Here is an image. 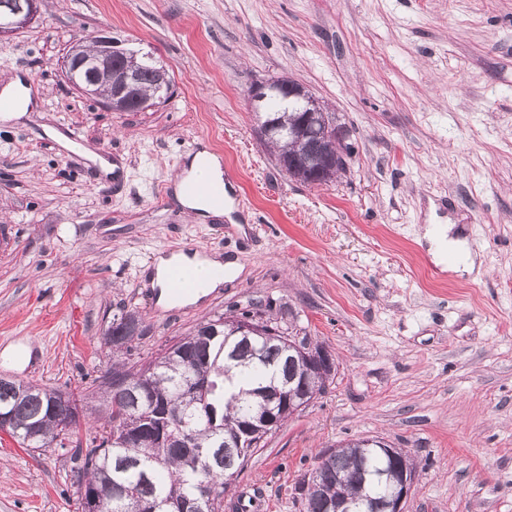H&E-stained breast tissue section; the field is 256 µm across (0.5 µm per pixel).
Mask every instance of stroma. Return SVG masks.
<instances>
[{"mask_svg": "<svg viewBox=\"0 0 512 512\" xmlns=\"http://www.w3.org/2000/svg\"><path fill=\"white\" fill-rule=\"evenodd\" d=\"M101 29L152 53L170 97L109 112L81 95L64 58ZM1 74L39 96L0 122V349L33 350L22 369L0 360V378L81 396L90 423L114 314L143 315L141 365L204 319L264 309L336 370L266 437L224 512H303L319 456L365 436L410 450L406 512H512V0H41L0 42ZM277 77L344 130L335 180H294L256 135L247 91ZM200 138L241 204L194 221L171 179ZM112 148L118 188L91 160ZM448 223L479 277L428 261L425 226ZM173 242L242 271L151 313L146 260ZM72 466L70 448L0 430V512H75Z\"/></svg>", "mask_w": 512, "mask_h": 512, "instance_id": "1", "label": "stroma"}]
</instances>
